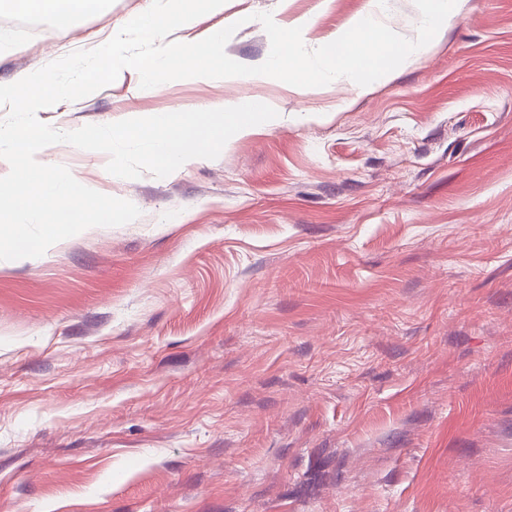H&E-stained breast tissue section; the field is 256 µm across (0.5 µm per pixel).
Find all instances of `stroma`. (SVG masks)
Returning <instances> with one entry per match:
<instances>
[{"label": "stroma", "mask_w": 512, "mask_h": 512, "mask_svg": "<svg viewBox=\"0 0 512 512\" xmlns=\"http://www.w3.org/2000/svg\"><path fill=\"white\" fill-rule=\"evenodd\" d=\"M151 0L66 24L0 0V83L96 48ZM365 0H226L335 39ZM350 109L341 104L348 98ZM224 100L276 125L167 177L109 174L67 143L37 160L135 221L0 260V512H512V0H464L374 92L348 80L170 81L124 69L40 113L63 131Z\"/></svg>", "instance_id": "obj_1"}]
</instances>
